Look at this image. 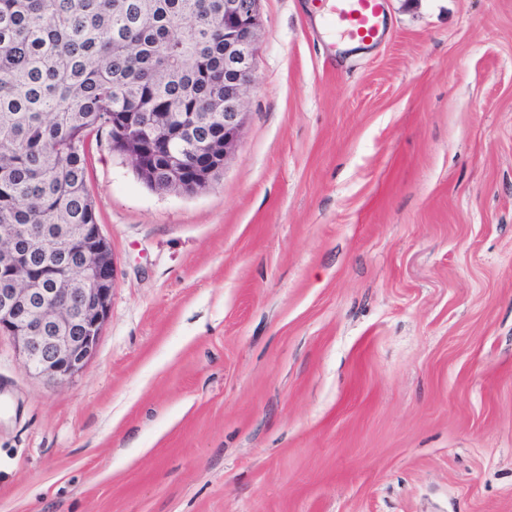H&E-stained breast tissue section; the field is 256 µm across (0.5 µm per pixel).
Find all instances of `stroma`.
<instances>
[{
	"label": "stroma",
	"mask_w": 512,
	"mask_h": 512,
	"mask_svg": "<svg viewBox=\"0 0 512 512\" xmlns=\"http://www.w3.org/2000/svg\"><path fill=\"white\" fill-rule=\"evenodd\" d=\"M385 7L260 0L204 191L93 145L111 314L63 386L0 337V512H512V0ZM385 0H318L317 9L352 41L375 40L383 25Z\"/></svg>",
	"instance_id": "1"
}]
</instances>
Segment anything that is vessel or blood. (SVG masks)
I'll list each match as a JSON object with an SVG mask.
<instances>
[{"mask_svg": "<svg viewBox=\"0 0 512 512\" xmlns=\"http://www.w3.org/2000/svg\"><path fill=\"white\" fill-rule=\"evenodd\" d=\"M385 0H318L317 8L352 41L375 40L383 25Z\"/></svg>", "mask_w": 512, "mask_h": 512, "instance_id": "vessel-or-blood-1", "label": "vessel or blood"}]
</instances>
